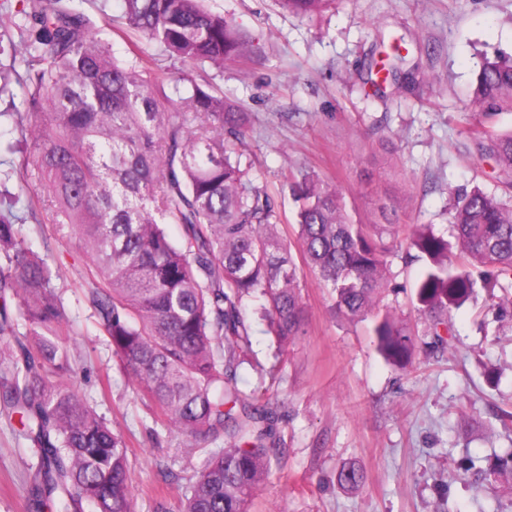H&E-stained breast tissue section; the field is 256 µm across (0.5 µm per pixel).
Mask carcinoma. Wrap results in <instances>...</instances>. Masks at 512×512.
<instances>
[{"mask_svg": "<svg viewBox=\"0 0 512 512\" xmlns=\"http://www.w3.org/2000/svg\"><path fill=\"white\" fill-rule=\"evenodd\" d=\"M313 14L333 0H278ZM129 31L155 42L194 70L246 62L255 39L203 0H123ZM32 31L11 48L12 68H24L26 111L0 112L32 141L27 163L51 202L54 221L91 256L88 294L98 331L138 385L160 407L164 425L195 446L224 438L202 461L180 512H247L268 478L275 413L265 394L238 389L251 363L246 302L267 304L264 333L276 356L302 333L306 314L290 246L281 237L275 199L254 184L242 160L248 118L213 85L175 79L178 107L155 90L140 57L119 61L93 33L90 18L63 0H39ZM399 54L381 66L403 88L414 81ZM466 112L489 119L512 112V55L483 57ZM470 134L495 179L512 189V129L480 121ZM297 244L343 316L365 321L390 365L411 364V332L387 310L376 312L387 287L383 234L422 263L412 302L427 346L443 351L449 315L477 299L507 291L512 279V204L474 188L458 196L449 243L432 224L398 239V225L355 224L339 191L303 169L289 180ZM167 224L183 233L172 240ZM51 269L26 245L21 225L0 213V339L24 337L17 354L0 352V399L7 418L38 448L40 482L32 512H133L127 443L74 389L69 322L52 293ZM12 291L17 316L5 298ZM24 332H19V326ZM363 470L342 467L337 483L356 489Z\"/></svg>", "mask_w": 512, "mask_h": 512, "instance_id": "carcinoma-1", "label": "carcinoma"}]
</instances>
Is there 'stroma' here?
<instances>
[{
	"label": "stroma",
	"mask_w": 512,
	"mask_h": 512,
	"mask_svg": "<svg viewBox=\"0 0 512 512\" xmlns=\"http://www.w3.org/2000/svg\"><path fill=\"white\" fill-rule=\"evenodd\" d=\"M91 16L96 34L117 58L143 48L150 68L181 76L185 67L164 48L118 22L121 0H68ZM258 39L251 62L208 69L237 111L248 113L246 143L260 185L279 204L285 240L295 241L289 172L305 167L335 184L353 221L380 224L400 217L403 231L432 224L453 236L450 207L457 193L480 186L501 192L494 163L480 158L467 135L476 118L465 112L483 55L512 54V0H337L304 16L277 0H204ZM399 45L415 68L416 89L385 83L364 96L371 60ZM11 125H0V177L8 176L10 207L28 244L49 265L72 325L67 343L91 361L75 388L123 434L135 490V512H178L204 453L168 432L158 408L99 336L84 292L91 260L78 240L57 235L47 208L29 214L36 171L10 177L24 155ZM380 306L419 328L411 304L421 265L397 248ZM307 325L288 346L277 377L243 367L244 392L265 389L276 414L273 431L283 455L271 461L268 483L249 512H512V481L489 483L467 471L512 450V429L497 418L512 412V312L479 296L452 311L444 352L417 344L413 365L399 370L377 353L365 322L336 313L327 288L299 266ZM348 463L362 467L355 490L338 486ZM39 455L0 412V512H28Z\"/></svg>",
	"instance_id": "obj_1"
}]
</instances>
